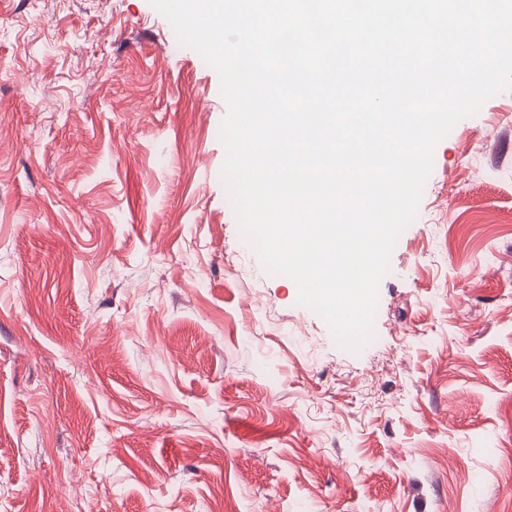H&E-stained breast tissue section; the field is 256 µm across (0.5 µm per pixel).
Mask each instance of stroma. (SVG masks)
I'll use <instances>...</instances> for the list:
<instances>
[{"label": "stroma", "instance_id": "obj_1", "mask_svg": "<svg viewBox=\"0 0 512 512\" xmlns=\"http://www.w3.org/2000/svg\"><path fill=\"white\" fill-rule=\"evenodd\" d=\"M150 0H0V512H512V91L340 348L241 239Z\"/></svg>", "mask_w": 512, "mask_h": 512}]
</instances>
